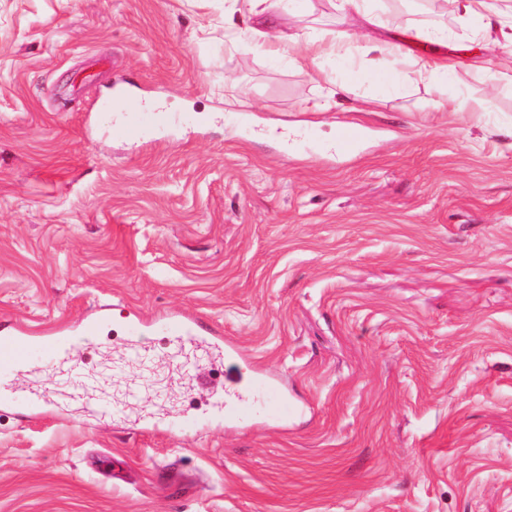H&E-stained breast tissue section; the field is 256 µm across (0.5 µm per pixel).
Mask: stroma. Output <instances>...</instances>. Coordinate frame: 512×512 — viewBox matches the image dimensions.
<instances>
[{
  "label": "stroma",
  "mask_w": 512,
  "mask_h": 512,
  "mask_svg": "<svg viewBox=\"0 0 512 512\" xmlns=\"http://www.w3.org/2000/svg\"><path fill=\"white\" fill-rule=\"evenodd\" d=\"M402 3L370 4L371 36L402 40L388 82L243 51L230 0H0V320L45 333L107 306L124 362L55 382L131 402L0 415V512H512V46L478 55L476 23ZM266 21L357 28L332 0ZM420 30L446 32L453 73H416ZM319 67L343 88L326 112ZM484 95L483 114L432 109ZM150 100L174 123L112 134ZM166 312L240 358L187 371L150 330L123 347L132 314ZM245 364L288 417L216 418ZM147 414L210 422L134 431Z\"/></svg>",
  "instance_id": "1"
}]
</instances>
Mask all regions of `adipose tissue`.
Listing matches in <instances>:
<instances>
[{
	"mask_svg": "<svg viewBox=\"0 0 512 512\" xmlns=\"http://www.w3.org/2000/svg\"><path fill=\"white\" fill-rule=\"evenodd\" d=\"M457 10L462 20L480 23L484 34L486 48H493L499 43L512 44V5L506 7L493 6L490 0H457ZM274 59L293 60L297 57L298 48H305L311 60L325 56L367 58L371 53L379 52L389 56L400 53V47L392 40L370 39L356 32L322 31L313 35L306 45H298L289 36H265L264 40L254 43Z\"/></svg>",
	"mask_w": 512,
	"mask_h": 512,
	"instance_id": "adipose-tissue-1",
	"label": "adipose tissue"
}]
</instances>
